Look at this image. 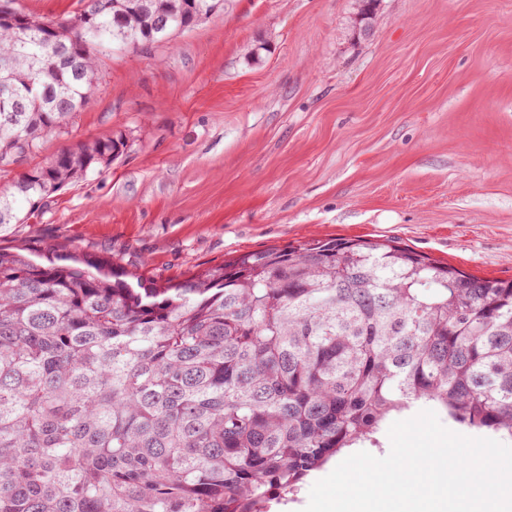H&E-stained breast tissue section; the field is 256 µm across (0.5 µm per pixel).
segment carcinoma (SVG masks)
Returning <instances> with one entry per match:
<instances>
[{"label": "carcinoma", "mask_w": 512, "mask_h": 512, "mask_svg": "<svg viewBox=\"0 0 512 512\" xmlns=\"http://www.w3.org/2000/svg\"><path fill=\"white\" fill-rule=\"evenodd\" d=\"M81 16L0 20V169L68 133L98 53L148 48L225 0H97ZM377 0H360L367 29ZM82 141L0 193V229L109 166ZM432 404L512 440V280L393 239L241 253L177 282L66 246L0 244V512H262L312 472Z\"/></svg>", "instance_id": "1"}]
</instances>
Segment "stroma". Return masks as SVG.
Wrapping results in <instances>:
<instances>
[{"label": "stroma", "mask_w": 512, "mask_h": 512, "mask_svg": "<svg viewBox=\"0 0 512 512\" xmlns=\"http://www.w3.org/2000/svg\"><path fill=\"white\" fill-rule=\"evenodd\" d=\"M228 0L142 52L112 48L68 132L123 154L0 242L65 243L182 279L237 254L396 238L512 280V0Z\"/></svg>", "instance_id": "stroma-1"}]
</instances>
